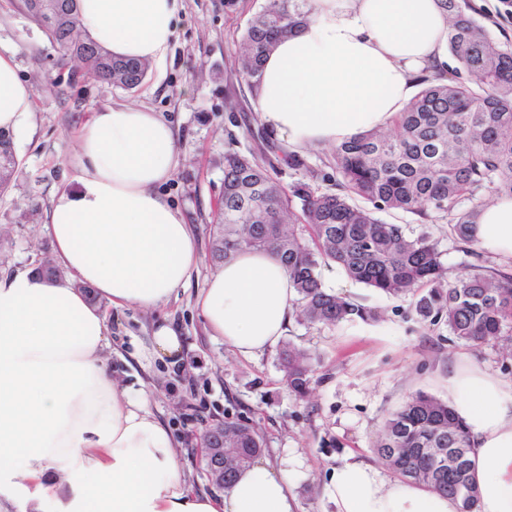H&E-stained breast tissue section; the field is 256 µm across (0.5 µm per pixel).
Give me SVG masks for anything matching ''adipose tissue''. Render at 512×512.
I'll return each instance as SVG.
<instances>
[{
	"label": "adipose tissue",
	"mask_w": 512,
	"mask_h": 512,
	"mask_svg": "<svg viewBox=\"0 0 512 512\" xmlns=\"http://www.w3.org/2000/svg\"><path fill=\"white\" fill-rule=\"evenodd\" d=\"M182 0H78L84 34L113 57L163 60ZM448 15L438 0H309L307 20L267 55L253 96L285 150L339 144L387 128L421 77L448 66ZM32 90L0 54V129L31 123ZM177 160L171 122L126 104L92 112L78 136V188L61 186L46 230L63 273L0 270V504L31 512H294L288 469L255 459L223 495L197 492L179 467L169 424L147 389L122 386L108 360L113 308L152 310L200 264L182 212L161 193ZM474 238L512 261V198L481 206ZM296 292L267 251L243 250L205 281L196 307L210 335L246 358L285 334ZM134 358L179 368L183 338L155 323ZM448 403L466 425L476 512H512V380L464 362ZM336 512H460L458 501L374 465L336 466Z\"/></svg>",
	"instance_id": "ef3b65f1"
}]
</instances>
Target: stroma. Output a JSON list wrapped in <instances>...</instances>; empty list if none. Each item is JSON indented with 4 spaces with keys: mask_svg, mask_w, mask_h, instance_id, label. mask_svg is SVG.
I'll use <instances>...</instances> for the list:
<instances>
[{
    "mask_svg": "<svg viewBox=\"0 0 512 512\" xmlns=\"http://www.w3.org/2000/svg\"><path fill=\"white\" fill-rule=\"evenodd\" d=\"M265 0H183L184 9L165 60L150 64L132 93L85 75L81 63L48 41L22 0H0V53L11 56L19 77L33 91L32 128L15 137L20 160L8 192L0 194V269L40 264L53 251L44 231L53 191L79 175L75 151L83 124L96 109L114 103L150 108L177 132V166L161 191L184 214L201 255L186 289L159 310L105 306L112 369L123 382L146 383L153 409L181 444L179 463L194 490L220 494L208 475L203 435L233 416L254 425L264 438L263 458L286 464L293 477L295 512H335L326 485L336 465L375 462L373 446L386 417L415 393L448 394V366L470 359L512 378V357L501 346L474 348L448 333L443 317H420L413 296H386L350 280L340 267L323 266L322 281L339 296L362 304L373 319L331 325L291 321L283 343L316 358L306 397L291 395L282 380L278 349L243 358L210 336L194 307L196 293L217 268L209 230L224 190L228 148L266 157L283 185L322 174V188L335 190L327 160L331 147L303 151L293 169L277 138L256 122L251 95L238 74L241 37ZM385 221L408 225L412 234L438 240L444 263L455 273L470 264L512 270V263L467 253L446 222L388 213ZM166 319L184 338L180 373L162 362L131 357L132 340L146 341L154 322Z\"/></svg>",
    "mask_w": 512,
    "mask_h": 512,
    "instance_id": "35a3bbf8",
    "label": "stroma"
}]
</instances>
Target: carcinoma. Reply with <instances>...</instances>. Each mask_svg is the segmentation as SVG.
Wrapping results in <instances>:
<instances>
[{"label":"carcinoma","instance_id":"carcinoma-1","mask_svg":"<svg viewBox=\"0 0 512 512\" xmlns=\"http://www.w3.org/2000/svg\"><path fill=\"white\" fill-rule=\"evenodd\" d=\"M307 3L266 0L246 27L239 74L250 91L259 85L264 53L303 22ZM439 3L451 26L448 50L468 78L424 81L395 118L396 134L373 131L336 145L329 164L344 192L321 190L312 175L284 186L255 156L234 150L224 155V205L212 225V258L222 263L247 249L276 254L297 291L295 315L303 323L372 317L324 287L320 268L334 263L379 293L416 296L421 317L445 316L449 334L466 345L512 335L511 274L479 268L454 275L437 240L378 217L397 212L446 220L451 234L470 244L478 209L462 201L479 193L512 197V50L493 40L457 0ZM38 23L63 55L83 64L86 75L110 78L124 91L146 79L148 64L116 59L87 38L68 39L60 25ZM279 360L289 392L306 396L314 358L286 344ZM221 439L229 460L227 487L240 467L262 453L264 439L254 426L229 416L207 430L205 447ZM430 448L447 449V467L434 464ZM374 452L398 477L458 499L460 512H474L467 433L447 403L422 392L411 396L385 419Z\"/></svg>","mask_w":512,"mask_h":512}]
</instances>
